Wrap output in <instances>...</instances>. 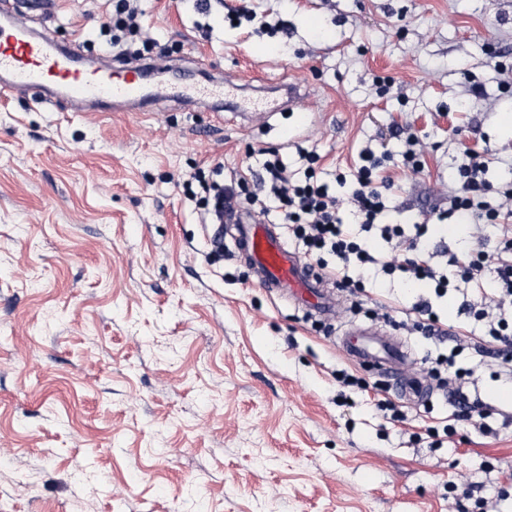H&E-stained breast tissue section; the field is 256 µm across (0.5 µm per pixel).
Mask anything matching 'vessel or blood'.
Segmentation results:
<instances>
[{
    "label": "vessel or blood",
    "instance_id": "1",
    "mask_svg": "<svg viewBox=\"0 0 512 512\" xmlns=\"http://www.w3.org/2000/svg\"><path fill=\"white\" fill-rule=\"evenodd\" d=\"M75 54V49L56 47L49 38L34 35L25 26L1 24L0 98L7 100L28 93L48 103L57 87L64 88L68 99L74 102L138 103L146 97V66L125 65L86 73L73 66ZM269 107L275 111L293 110V128L308 122L304 98L296 91H289L287 102L273 100ZM293 128L283 129L282 137H291ZM231 221L238 226L240 257L255 268L260 284L287 293L312 313H330L335 295L327 289L324 278L288 249L276 233L267 225L247 222L239 214ZM339 341L350 357L389 374L394 389L408 403L417 404L429 397L428 383L407 370L409 352L398 336L374 325L353 326L341 332Z\"/></svg>",
    "mask_w": 512,
    "mask_h": 512
}]
</instances>
